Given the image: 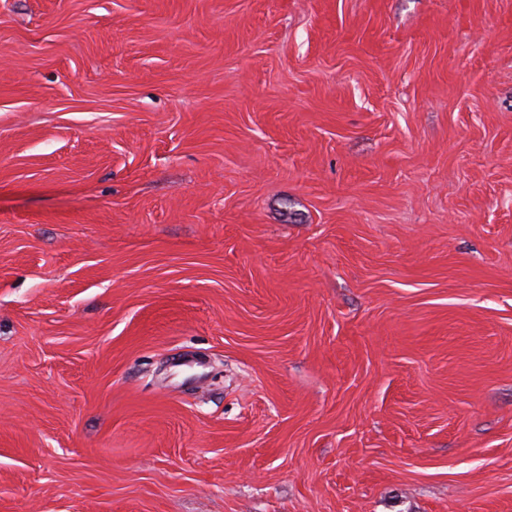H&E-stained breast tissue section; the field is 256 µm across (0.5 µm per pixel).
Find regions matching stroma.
<instances>
[{
	"mask_svg": "<svg viewBox=\"0 0 512 512\" xmlns=\"http://www.w3.org/2000/svg\"><path fill=\"white\" fill-rule=\"evenodd\" d=\"M0 512H512V0H0Z\"/></svg>",
	"mask_w": 512,
	"mask_h": 512,
	"instance_id": "1",
	"label": "stroma"
}]
</instances>
